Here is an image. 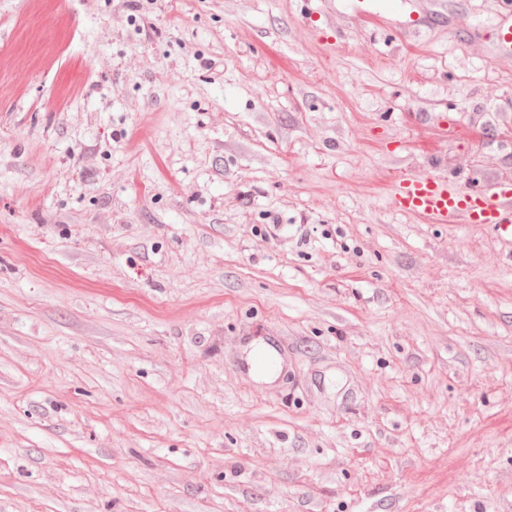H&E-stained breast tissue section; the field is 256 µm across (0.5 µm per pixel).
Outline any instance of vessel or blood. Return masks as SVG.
Returning a JSON list of instances; mask_svg holds the SVG:
<instances>
[{
    "mask_svg": "<svg viewBox=\"0 0 512 512\" xmlns=\"http://www.w3.org/2000/svg\"><path fill=\"white\" fill-rule=\"evenodd\" d=\"M442 12L406 13L396 23L400 33H412L445 22ZM494 52L512 54V11L495 23ZM394 205L431 224H486L498 234L512 237V184L491 181L467 192L458 191L452 179L419 171L396 180L391 186Z\"/></svg>",
    "mask_w": 512,
    "mask_h": 512,
    "instance_id": "1",
    "label": "vessel or blood"
}]
</instances>
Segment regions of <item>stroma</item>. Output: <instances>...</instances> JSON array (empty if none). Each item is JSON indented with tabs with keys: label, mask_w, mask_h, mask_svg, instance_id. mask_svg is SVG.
Segmentation results:
<instances>
[{
	"label": "stroma",
	"mask_w": 512,
	"mask_h": 512,
	"mask_svg": "<svg viewBox=\"0 0 512 512\" xmlns=\"http://www.w3.org/2000/svg\"><path fill=\"white\" fill-rule=\"evenodd\" d=\"M447 3L0 0V512H512V240L391 202L512 183ZM413 13H415V15H413ZM446 20L445 15L438 10L430 14L414 11L404 14L401 19L397 21L396 29L403 34L418 32L429 27L435 22L445 23Z\"/></svg>",
	"instance_id": "35a3bbf8"
}]
</instances>
